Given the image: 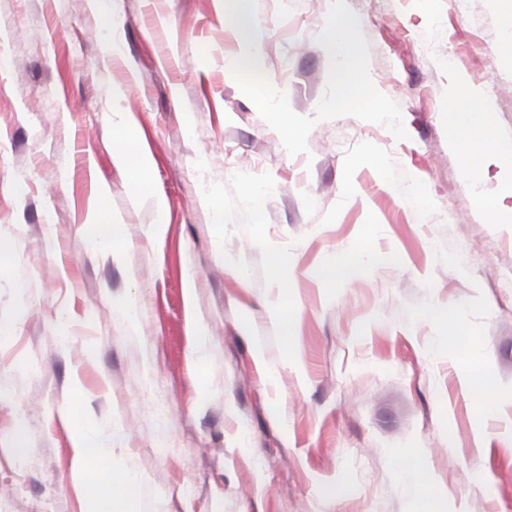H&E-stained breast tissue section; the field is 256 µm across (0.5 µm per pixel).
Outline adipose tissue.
I'll use <instances>...</instances> for the list:
<instances>
[{
  "mask_svg": "<svg viewBox=\"0 0 512 512\" xmlns=\"http://www.w3.org/2000/svg\"><path fill=\"white\" fill-rule=\"evenodd\" d=\"M113 121L120 133L123 148L115 154V162L121 167H131L135 183L145 188L154 178V162L145 154L129 156L127 149L139 139L138 127L127 121L124 113H114ZM448 131L451 143L464 160L468 172L481 176L489 165L501 157L512 154V144L502 142L493 127L490 104H483L480 112L473 113L458 107L448 110ZM90 443V454L94 461L92 468L86 470L82 478L89 487L87 512H116L112 493L102 491L100 480L108 470L112 457L111 436L92 433L85 435Z\"/></svg>",
  "mask_w": 512,
  "mask_h": 512,
  "instance_id": "1",
  "label": "adipose tissue"
}]
</instances>
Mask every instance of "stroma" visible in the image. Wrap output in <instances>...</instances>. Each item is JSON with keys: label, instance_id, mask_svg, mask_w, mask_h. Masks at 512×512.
Segmentation results:
<instances>
[{"label": "stroma", "instance_id": "1", "mask_svg": "<svg viewBox=\"0 0 512 512\" xmlns=\"http://www.w3.org/2000/svg\"><path fill=\"white\" fill-rule=\"evenodd\" d=\"M332 2L256 0L264 75L315 121L293 156L231 72L224 0H124L106 63L87 0H0V243L17 255L0 270V512H86L75 445L93 430L112 434L111 477L140 481L122 512H427L434 489L440 512H512V406L479 418L453 351L468 334L512 395V222L485 208L512 159L472 181L447 126L461 79L512 143V6L347 0L400 140L315 118ZM116 86L155 162L147 189L113 161ZM101 204L124 221L109 254L81 231ZM350 255L327 287L323 267ZM445 305L449 323L432 316ZM355 263L350 260H342L329 265L323 271V279L328 287H336V284L343 283L349 279Z\"/></svg>", "mask_w": 512, "mask_h": 512}]
</instances>
